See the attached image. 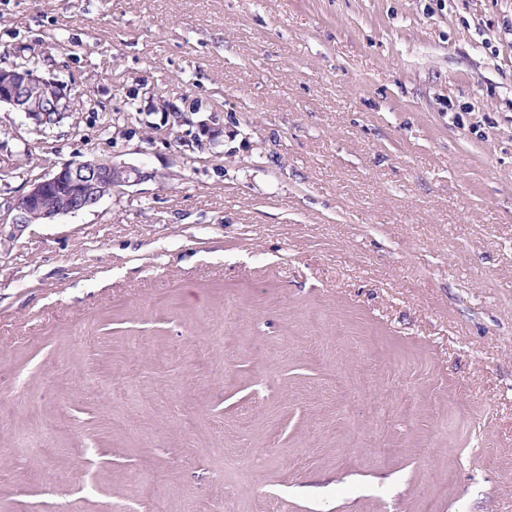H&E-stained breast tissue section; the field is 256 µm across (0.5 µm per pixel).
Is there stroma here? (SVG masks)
Instances as JSON below:
<instances>
[{
    "label": "stroma",
    "mask_w": 512,
    "mask_h": 512,
    "mask_svg": "<svg viewBox=\"0 0 512 512\" xmlns=\"http://www.w3.org/2000/svg\"><path fill=\"white\" fill-rule=\"evenodd\" d=\"M31 57L0 205L159 178L0 226V512H512V0H0ZM33 87L43 90L42 100L32 101L29 98L28 91ZM2 105L23 112L36 127L56 126L69 112L62 84L56 79L45 77L35 67L0 70V106ZM158 178L156 172H145L135 166L104 162L94 157L64 164L47 175L30 178L26 182L25 190L8 208L7 214L3 218L0 214V223L22 227L32 224L31 219L34 215L38 216L39 223H49L60 215L94 208L105 195L122 193L126 187L146 179ZM62 183L68 184L72 188V193L62 198L66 188H57L45 198L44 204L49 206L42 205L46 193ZM60 201L61 205L55 206Z\"/></svg>",
    "instance_id": "obj_1"
}]
</instances>
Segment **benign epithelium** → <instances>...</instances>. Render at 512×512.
I'll return each instance as SVG.
<instances>
[{"label":"benign epithelium","mask_w":512,"mask_h":512,"mask_svg":"<svg viewBox=\"0 0 512 512\" xmlns=\"http://www.w3.org/2000/svg\"><path fill=\"white\" fill-rule=\"evenodd\" d=\"M33 87L43 90L44 97L39 101L29 98L28 91ZM8 105L22 113L37 127H53L59 124L69 112L64 87L57 80L47 78L35 67H12L0 71V106ZM153 111L167 113V131L191 122L188 114L177 107H167L163 103L153 105ZM155 172H145L124 163L104 162L89 158L81 162L64 164L57 170L39 175L26 182L25 190L8 208L7 215L0 217V223H10L21 227L31 223L33 216L40 222L49 223L56 217L89 210L98 205L101 199L110 194L121 193L125 188L146 179H158ZM66 183L72 193L62 198L59 206H44L42 199L58 184Z\"/></svg>","instance_id":"7a95c632"}]
</instances>
